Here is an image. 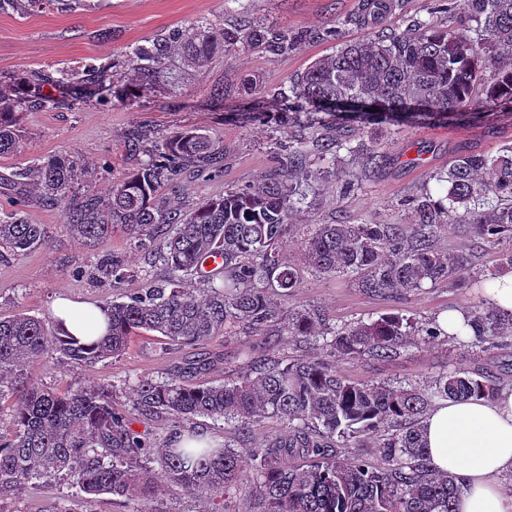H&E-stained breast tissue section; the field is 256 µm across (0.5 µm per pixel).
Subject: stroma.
I'll use <instances>...</instances> for the list:
<instances>
[{"label": "stroma", "mask_w": 512, "mask_h": 512, "mask_svg": "<svg viewBox=\"0 0 512 512\" xmlns=\"http://www.w3.org/2000/svg\"><path fill=\"white\" fill-rule=\"evenodd\" d=\"M361 0H82L72 9L50 8L35 13H0V86L12 87L15 79L29 70L55 68L64 64L100 63L124 52L138 41L171 25L197 20L231 22L237 13L247 12L259 24L276 23L289 29H309L325 23L338 25L336 40L303 44L284 56L256 53L243 48L216 55L201 77L187 85L176 98L158 102L142 101L140 107L114 104L104 109L87 101L71 110L47 109L22 116L24 141L20 152L0 157V172L26 166L32 159L71 154L88 167L86 179L98 192H106L113 181L133 167L126 154L124 135L133 124H143L166 134L180 128H200L224 146L223 172L209 176L185 173L178 204L194 208L206 198L223 196L229 189H241L280 172L288 145L300 129L295 125H241L225 120L223 111L211 108L209 93L214 85L235 84L241 78L256 80L260 95L271 98L274 91L289 86L297 74L315 60L337 50L341 43L366 38L365 26L344 25V18L360 8ZM421 17L438 26L452 27L456 13L441 8L440 0H399L395 10L383 17L388 27L399 28L404 18ZM112 38H105V31ZM497 134L484 126H420L396 131L376 126L363 138L364 146L386 150L390 160L380 171L368 172L360 153L340 152L331 164L317 165L302 181L303 198L292 216L301 225L333 223L337 211L355 223H397L404 213L402 203L410 196L430 193L444 196L435 175L446 169L461 150L496 153L512 144V116L497 115ZM420 153L421 163L411 164L406 154ZM362 180L361 190L345 192L348 176ZM32 223L46 227L42 247L22 254L0 256V316L24 312L44 320L52 318L57 297L105 305L136 293L165 279L163 263L134 247L127 230L115 228L101 242H83L69 230L61 210L31 206ZM285 257L300 268V285L279 293L276 302L282 314L298 308L317 309L330 326L359 319H376L402 313L425 321L449 310L464 311L475 305L476 296L438 285L412 291L400 298L366 295L352 277L315 275L305 265L297 246ZM122 261L130 275L114 283L100 267L103 258ZM273 328L259 330L243 326L194 345H175L149 333L134 337L117 358L88 366L75 364L56 354L42 356L32 367V377L45 387L62 390L89 382L108 386L112 401L122 409L131 408V390L144 378L183 375L190 385L216 383L233 378L246 368V356L267 354ZM287 353L310 359L335 360L345 376L355 382L403 381L424 384L439 373L458 369H482L501 378L512 388V341L487 349L467 346L452 336L402 349L386 361L333 359L320 344L290 345ZM201 361L205 370L186 375V364ZM208 494L187 495L172 485L157 488L154 512H207ZM136 501L109 494L88 496L78 488L56 481L32 482L18 494L0 498V512H135Z\"/></svg>", "instance_id": "obj_1"}]
</instances>
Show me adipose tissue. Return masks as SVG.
<instances>
[{
	"label": "adipose tissue",
	"mask_w": 512,
	"mask_h": 512,
	"mask_svg": "<svg viewBox=\"0 0 512 512\" xmlns=\"http://www.w3.org/2000/svg\"><path fill=\"white\" fill-rule=\"evenodd\" d=\"M52 308L59 334L81 344H96L108 329L110 316L100 305L60 297ZM422 429L433 466L462 485L458 512H512V495L499 482L512 471V392L445 402Z\"/></svg>",
	"instance_id": "adipose-tissue-1"
}]
</instances>
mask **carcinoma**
Wrapping results in <instances>:
<instances>
[{
	"label": "carcinoma",
	"mask_w": 512,
	"mask_h": 512,
	"mask_svg": "<svg viewBox=\"0 0 512 512\" xmlns=\"http://www.w3.org/2000/svg\"><path fill=\"white\" fill-rule=\"evenodd\" d=\"M65 0H0V13H28ZM379 19L396 0H366ZM465 23L440 28L428 20H407L404 30L380 28L312 63L274 103L252 96L253 82L225 117L240 123L300 121L323 113L332 121L311 141L288 146L285 169L257 185L201 202L191 211L167 204L159 190L179 192L188 171L201 175L224 169V147L197 128L157 136L142 126L125 133L126 153L137 165L102 196L79 191V165L67 156L39 158L0 174V193L11 209L0 213V251L25 253L43 245L44 225L27 218L36 203L59 209L71 232L103 241L115 226L130 231L134 246H155L167 266L164 283L127 301L106 306L112 321L93 347L63 338L46 321L24 313L0 317V404L7 401L13 428L0 433V496L18 493L32 480H67L87 495L111 494L149 502L166 483L193 494L226 495L247 481L244 512H455L457 478L428 461L420 423L431 407L473 395H496L500 379L480 370L439 374L427 385L402 382L354 383L333 364L304 358L259 363L230 381L187 385L179 377L142 379L132 407L112 405L99 384L59 391L38 388L26 367L56 353L93 365L120 356L133 336L155 332L176 345H192L234 324L279 325L277 344L317 341L345 359L392 358L414 336L447 335L439 322L420 325L395 313L340 328L301 309L283 320L275 292L297 287L300 270L283 256L293 235L291 215L297 184L308 176L311 156L334 161L342 149L375 125L482 124L512 114V0H448ZM476 27H471L470 22ZM334 27L290 30L256 24L241 15L231 24L198 20L164 28L98 65L68 64L29 71L25 94L0 92V157L22 148L21 117L46 108L69 110L85 95L96 104L134 106L152 95L175 96L220 49L238 46L286 55L310 41L334 40ZM493 79L484 82L487 69ZM366 99L371 111L342 112L338 101ZM387 157L376 147L364 154L365 169L378 172ZM446 194L406 200L401 224H355L340 214L316 224L300 239L308 267L318 275H359L358 286L379 297H396L446 283L483 293L486 281L512 271V145L496 155L465 152L437 175ZM478 242L500 246L492 270L474 269L472 255L435 245L450 217ZM219 253L224 262L205 273L201 262ZM198 275L209 287L196 294L183 276ZM474 346L512 338V310L489 297L466 313ZM165 415L169 434L156 445L133 428L139 417ZM195 416L222 419L240 436L265 420L286 428L258 448H189L203 434L179 426ZM379 435L376 460L348 442Z\"/></svg>",
	"instance_id": "1"
}]
</instances>
